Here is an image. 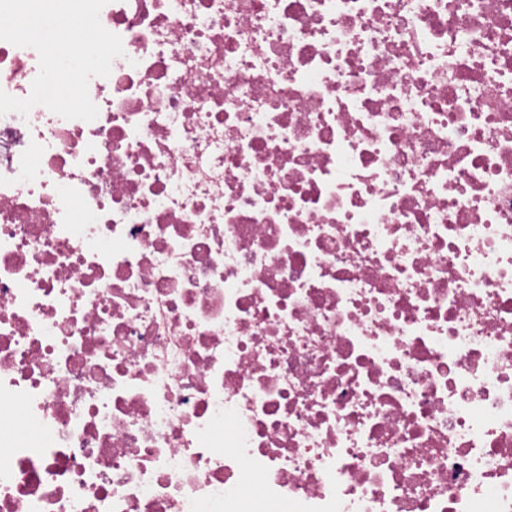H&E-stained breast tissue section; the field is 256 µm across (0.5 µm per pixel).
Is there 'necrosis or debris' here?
Returning a JSON list of instances; mask_svg holds the SVG:
<instances>
[{"mask_svg":"<svg viewBox=\"0 0 512 512\" xmlns=\"http://www.w3.org/2000/svg\"><path fill=\"white\" fill-rule=\"evenodd\" d=\"M100 21L0 116V512H512V0Z\"/></svg>","mask_w":512,"mask_h":512,"instance_id":"1","label":"necrosis or debris"}]
</instances>
